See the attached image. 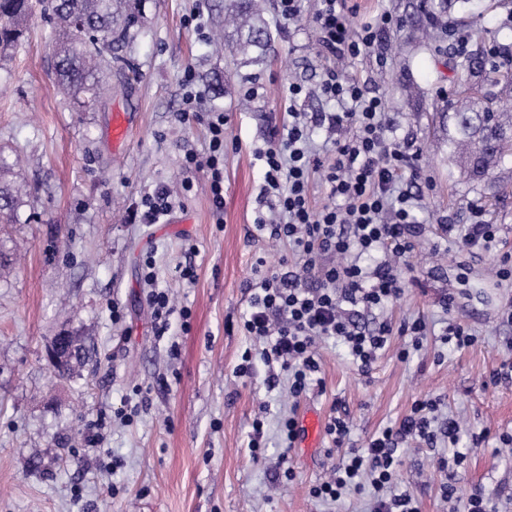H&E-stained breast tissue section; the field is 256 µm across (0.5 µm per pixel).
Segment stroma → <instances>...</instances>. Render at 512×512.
I'll return each instance as SVG.
<instances>
[{
  "mask_svg": "<svg viewBox=\"0 0 512 512\" xmlns=\"http://www.w3.org/2000/svg\"><path fill=\"white\" fill-rule=\"evenodd\" d=\"M361 28L382 12L401 21L384 37L383 55L347 63L344 72L381 96L398 138L422 153L419 196L424 224L404 266L401 298L362 312L367 328L417 319L425 336H392L370 373L346 347L318 345V384L300 398L287 382L268 387L269 368H235L253 347L240 328L257 258L277 268L288 245L254 227L262 172L254 157L275 126L288 119L289 83L317 87L335 59L311 58L318 44L312 17L319 0H302L301 16L284 24L276 0L265 16L273 36L268 61L243 64L231 50L214 53L224 31V0H144L142 32L127 46L123 68L108 76L118 93L83 110L53 75L52 23L34 15L23 47L0 62V158L9 178L25 185L16 223L0 224V512H369L368 490L337 501L311 497L348 448L321 436L316 448L284 449L281 423L302 410L321 420L346 418L354 446L398 426L416 400L438 403L439 418L460 424L462 464L439 466L448 440L402 442L394 483L418 512H464L474 487H484L500 512H512V379L493 380L512 362V280H499L498 254L512 253V164L476 182L448 161L444 97L457 89L448 65L447 30L460 10L422 40L419 0H356ZM201 95L183 115L186 69ZM264 93L240 108L244 89ZM218 108L228 118L224 149V213L215 215L205 171L184 165L209 144L200 115ZM125 113L128 136L113 144L114 113ZM165 186L174 207L159 224L134 219L146 192ZM499 227L494 250L463 246L450 224H467L473 208ZM469 264L468 283L456 279ZM196 277L182 278L185 266ZM153 283H146V272ZM168 292L176 308L157 335L146 304L149 287ZM453 294L451 311L440 300ZM187 308L189 320L179 310ZM120 319H113V311ZM467 326L474 345L442 340L447 322ZM77 336L85 361L59 380L47 348L61 331ZM263 423L261 460L249 448L254 420ZM486 440L475 443L474 438ZM293 482L274 486L281 456ZM454 495H447V488Z\"/></svg>",
  "mask_w": 512,
  "mask_h": 512,
  "instance_id": "35a3bbf8",
  "label": "stroma"
}]
</instances>
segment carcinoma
Here are the masks:
<instances>
[{"instance_id": "cac0c4a2", "label": "carcinoma", "mask_w": 512, "mask_h": 512, "mask_svg": "<svg viewBox=\"0 0 512 512\" xmlns=\"http://www.w3.org/2000/svg\"><path fill=\"white\" fill-rule=\"evenodd\" d=\"M142 0H0V60L10 57L21 45L34 16V6L54 20L62 33L55 47L54 70L62 90L84 109L93 108L110 91L98 72L121 57L100 47L125 46L140 34ZM452 7V0H422L421 10L429 26ZM224 25L232 30L234 52L244 62L265 64L270 52L267 23L262 0H228L224 4ZM495 34L486 28L475 29L477 48L455 56L452 66L458 86L467 88L479 72L497 74L500 65L483 47ZM497 92L482 95L480 101L467 95L449 100L448 160L463 166L473 180L490 175L512 157V112L500 99L512 92V72L493 79ZM26 192L21 185L0 182V222L11 224L17 218Z\"/></svg>"}]
</instances>
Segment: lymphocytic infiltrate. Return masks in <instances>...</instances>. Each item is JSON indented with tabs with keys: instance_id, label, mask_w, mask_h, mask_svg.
Here are the masks:
<instances>
[{
	"instance_id": "obj_1",
	"label": "lymphocytic infiltrate",
	"mask_w": 512,
	"mask_h": 512,
	"mask_svg": "<svg viewBox=\"0 0 512 512\" xmlns=\"http://www.w3.org/2000/svg\"><path fill=\"white\" fill-rule=\"evenodd\" d=\"M348 11V0H320L313 16L321 47L339 59L352 60L380 49L382 33L398 25L391 14L383 13L355 32L347 24ZM319 93L339 106L338 111L319 116L335 133L330 156L308 145V115L297 111L296 104L310 90L298 83L288 86L287 126L273 130L265 148L256 153L263 168L260 195L275 198L286 219L277 223L260 216L255 228L287 242L292 257L271 272L265 270L264 259L256 260L250 305L241 322L245 334L259 343L261 357L279 363L288 373V392L295 398L306 393L319 369L321 339L342 340L358 370L366 374L392 335L420 336L426 330L425 322L417 320L397 327L385 322L369 331L350 317L353 308L379 309L403 293L404 282L392 261L411 256L421 226L412 213V194L396 192L395 187L418 180L420 154L389 134L381 99L367 95L358 81L331 69L325 72ZM226 123L223 111L210 110L208 155L202 161L191 154L186 157L187 164H204L212 207L219 214L224 211ZM352 125L356 135H344V128ZM315 173L322 175L337 205L313 209L309 182ZM378 252L386 253V261L373 267L360 264L361 256ZM434 411L431 400L415 401L398 427L351 449L330 480L312 487V496L337 499L367 474L378 493L371 512H418L410 493L387 496L383 490L401 462L399 443L430 439Z\"/></svg>"
}]
</instances>
